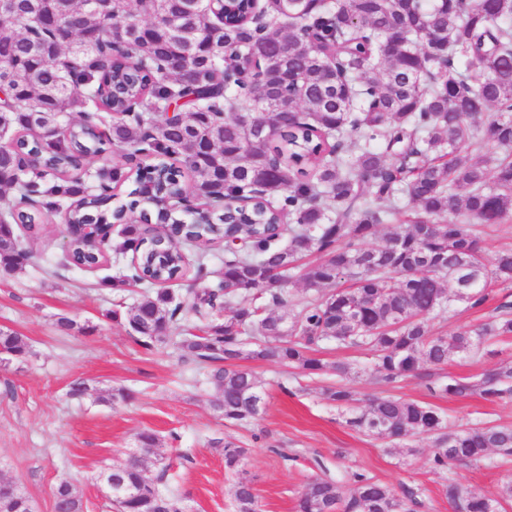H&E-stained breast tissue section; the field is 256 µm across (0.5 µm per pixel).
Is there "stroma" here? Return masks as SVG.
I'll return each mask as SVG.
<instances>
[{
  "label": "stroma",
  "instance_id": "stroma-1",
  "mask_svg": "<svg viewBox=\"0 0 512 512\" xmlns=\"http://www.w3.org/2000/svg\"><path fill=\"white\" fill-rule=\"evenodd\" d=\"M30 264L14 274L0 271V326L26 338L29 355L0 367V478L22 486L35 512H53L52 489L68 477L83 500V512H116L101 489V477L127 463L137 433L158 437V467L149 479L176 496L183 512H235L230 487L251 480L260 512H295L296 500L313 478L350 481L360 470L396 493L414 492L416 512H454L445 487L455 483L494 497L512 478V461L496 454L472 465L435 469L428 436L389 443L349 429L336 406L324 399L327 378L295 382L290 369L249 362L265 393V406L251 423H225L211 402L207 368L182 357L173 343L143 348L126 322L113 319L117 304H132L141 290L112 288L107 277L126 274L129 256H108L95 269L66 262L68 235L55 215L21 234ZM512 302V288H494L484 311L451 301L440 312L437 331L454 335ZM68 317L88 334H61ZM321 358L347 359L356 366L348 385L358 399L384 394L363 351L327 346ZM512 360V336L476 354L454 356L447 374L478 378ZM88 387L83 398L69 395L73 383ZM131 390L130 401H109L108 391ZM396 395L440 407L456 425L493 420L512 425V402L491 406L480 398L433 395L424 381L409 378ZM247 450L240 473L224 468L225 439Z\"/></svg>",
  "mask_w": 512,
  "mask_h": 512
}]
</instances>
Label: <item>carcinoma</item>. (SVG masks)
I'll use <instances>...</instances> for the list:
<instances>
[{"instance_id": "1", "label": "carcinoma", "mask_w": 512, "mask_h": 512, "mask_svg": "<svg viewBox=\"0 0 512 512\" xmlns=\"http://www.w3.org/2000/svg\"><path fill=\"white\" fill-rule=\"evenodd\" d=\"M0 12V85L21 103L0 109V197L17 196L0 224V270L31 260L15 225L32 229L64 202L72 224H124L106 249L132 253V275L103 283L154 286L123 318L143 346L173 342L210 366L214 410L232 424L259 415L264 392L243 361L266 360L302 377H336L326 398L352 430L379 440L434 437L432 461L477 463L494 451L512 457V425L492 420L452 429L437 406L394 394L360 408L346 386L351 364L327 362L322 346L362 349L378 383L429 381L440 396L512 401V361L473 381L432 379L454 354L512 336V306L454 336L431 321L451 301L446 283L470 284L460 301L478 312L492 286H512V249L486 263L485 229L512 219V0H13ZM246 53L250 82L235 77L233 52ZM179 115H164L168 106ZM491 145L486 167L469 153ZM139 159L135 172L91 155ZM123 192L127 202L112 206ZM183 195L199 210L182 215L164 200ZM404 196L401 210L390 203ZM176 226L182 242L224 245L210 273L176 247L140 237L126 223ZM459 217L455 222L448 216ZM405 230L374 248L383 224ZM104 252L73 244L69 262L98 266ZM212 284L176 296L163 284L189 270ZM310 294L290 322L268 305L290 304V272ZM233 307L224 320L215 317ZM191 313L210 321L199 332ZM24 337L0 328V362L24 358ZM116 476L137 497L113 499L117 512H181L175 496L146 477L157 436L142 431ZM247 453L224 441V468ZM454 512H488L492 499L450 484ZM236 512L259 508L252 483L231 488ZM364 474L348 486L309 481L297 512H412ZM55 512H83L73 484L54 491ZM0 512H25L17 484L0 481Z\"/></svg>"}]
</instances>
